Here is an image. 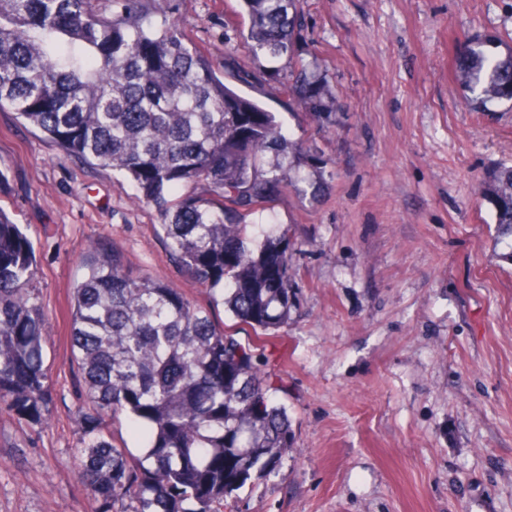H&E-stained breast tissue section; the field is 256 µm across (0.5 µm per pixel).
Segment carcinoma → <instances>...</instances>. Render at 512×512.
Instances as JSON below:
<instances>
[{
	"label": "carcinoma",
	"mask_w": 512,
	"mask_h": 512,
	"mask_svg": "<svg viewBox=\"0 0 512 512\" xmlns=\"http://www.w3.org/2000/svg\"><path fill=\"white\" fill-rule=\"evenodd\" d=\"M0 0V108L8 106L64 155L111 168L155 209L174 264L237 323L268 335L296 307L286 235L260 243L241 210L288 188V167L264 168L290 142L275 113L219 78L184 37L165 0ZM241 41L256 58L291 52L296 0H239ZM469 104L512 107V48L467 40L452 59ZM288 92L321 121L336 97L295 64ZM495 223L512 237V166L481 182ZM29 236L0 207V405L46 421V316L26 285ZM71 293L70 346L95 414L81 451L94 512H224L246 485L279 471L293 434L258 347L182 289L130 277L117 248L87 245ZM126 416L143 455L113 445Z\"/></svg>",
	"instance_id": "carcinoma-1"
}]
</instances>
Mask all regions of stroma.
Here are the masks:
<instances>
[{
  "label": "stroma",
  "mask_w": 512,
  "mask_h": 512,
  "mask_svg": "<svg viewBox=\"0 0 512 512\" xmlns=\"http://www.w3.org/2000/svg\"><path fill=\"white\" fill-rule=\"evenodd\" d=\"M292 59L339 106L312 119L289 60L241 44L238 0H168L225 83L277 112L296 176L245 216L286 233L298 304L266 369L293 446L231 512H512V238L477 180L512 165V110L474 111L451 74L460 42L512 48V0H300ZM111 169L63 159L0 110V206L34 242L30 290L47 313V424L0 414V512H93L74 465L87 428L68 292L91 241L134 277L205 308L169 260L155 210Z\"/></svg>",
  "instance_id": "obj_1"
}]
</instances>
